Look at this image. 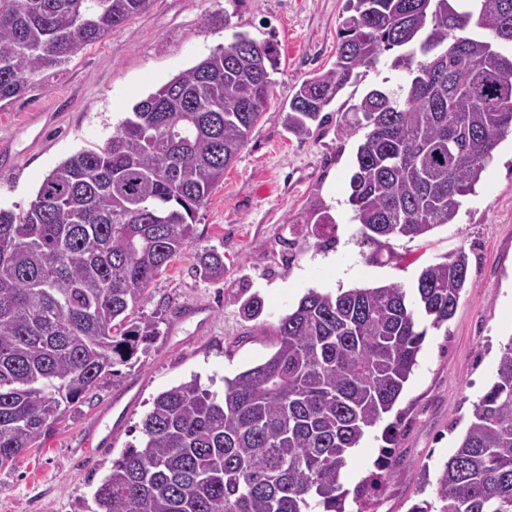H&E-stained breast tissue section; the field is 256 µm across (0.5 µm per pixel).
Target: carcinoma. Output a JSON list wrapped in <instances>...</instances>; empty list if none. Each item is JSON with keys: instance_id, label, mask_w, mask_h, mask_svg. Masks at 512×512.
<instances>
[{"instance_id": "carcinoma-1", "label": "carcinoma", "mask_w": 512, "mask_h": 512, "mask_svg": "<svg viewBox=\"0 0 512 512\" xmlns=\"http://www.w3.org/2000/svg\"><path fill=\"white\" fill-rule=\"evenodd\" d=\"M153 0H0V103L40 71L145 13ZM336 62L303 81L283 124L299 139L361 69L393 52L394 86L350 105L343 130H366L349 180L362 238L381 248L454 222L512 134V0H346ZM275 57L246 33L137 102L112 137L61 162L20 214L0 209V467L39 448L102 380L128 365L151 322L127 318L193 238L212 188L267 109ZM303 223L329 233L321 202ZM206 279L224 256L198 254ZM468 257L398 282L309 292L279 319L277 349L224 380L196 379L153 398L140 446L112 462L98 512H368L378 482H340L353 448L396 405L428 328L453 316ZM258 318L261 298L238 296ZM388 424L377 463L392 474ZM410 512H512V335L487 390L435 480Z\"/></svg>"}]
</instances>
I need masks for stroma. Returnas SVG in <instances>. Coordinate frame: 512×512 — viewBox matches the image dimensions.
Segmentation results:
<instances>
[{"label":"stroma","instance_id":"stroma-1","mask_svg":"<svg viewBox=\"0 0 512 512\" xmlns=\"http://www.w3.org/2000/svg\"><path fill=\"white\" fill-rule=\"evenodd\" d=\"M345 0H154L150 9L89 46L67 65L39 72L25 93L0 107V207L28 209L46 175L82 149L101 146L134 104L179 72L228 46L237 32L269 42L277 70L269 105L245 148L194 222V239L150 285L133 316L158 334L135 364L101 382L68 411L42 447L0 469V512H97L94 492L126 448L153 398L191 378L211 390L264 362L280 317L309 292L337 293L390 282L411 285L421 270L457 250L469 285L454 316L429 329L418 363L385 423H397L396 469L370 512H409L418 478L437 470L469 424L489 385L500 345L512 335V136L497 147L474 194L451 224L391 242L376 262L348 202L363 132L345 134L353 97L396 80L389 57L344 90L305 139L288 133L282 109L298 86L336 60ZM323 202L336 222L320 243L299 213ZM224 256V277L203 278V249ZM258 294L262 314L246 319L236 297ZM382 425L370 428L341 475L354 488L375 472Z\"/></svg>","mask_w":512,"mask_h":512}]
</instances>
